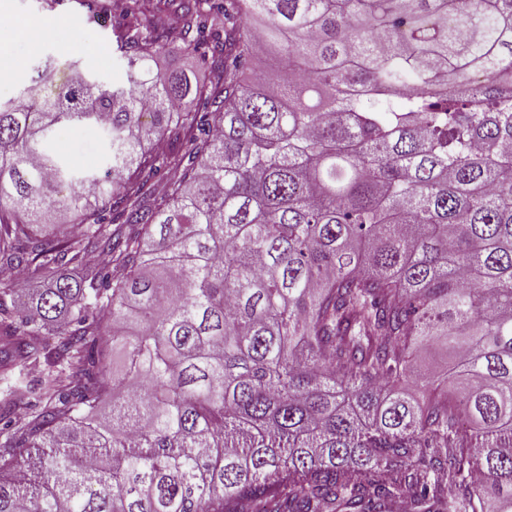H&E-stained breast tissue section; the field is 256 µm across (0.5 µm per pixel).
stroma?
Segmentation results:
<instances>
[{"mask_svg": "<svg viewBox=\"0 0 512 512\" xmlns=\"http://www.w3.org/2000/svg\"><path fill=\"white\" fill-rule=\"evenodd\" d=\"M113 10L111 0H0V65L11 70L0 83V99L28 85L34 68L48 58L58 60L57 75H66V64L73 61L101 81L122 83L126 60L107 21ZM51 146L90 166L104 153L102 135L91 125L58 128Z\"/></svg>", "mask_w": 512, "mask_h": 512, "instance_id": "35a3bbf8", "label": "stroma"}]
</instances>
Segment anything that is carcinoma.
<instances>
[{
	"mask_svg": "<svg viewBox=\"0 0 512 512\" xmlns=\"http://www.w3.org/2000/svg\"><path fill=\"white\" fill-rule=\"evenodd\" d=\"M148 2L0 100V512H512V0ZM154 67L158 70L169 71L189 70L201 82L208 78V72L200 58L184 55L179 50L177 43L170 42L166 46L164 51L156 58ZM51 146L62 156L83 160V164L96 166L102 159L104 143L100 131L91 125H69L57 129Z\"/></svg>",
	"mask_w": 512,
	"mask_h": 512,
	"instance_id": "1",
	"label": "carcinoma"
}]
</instances>
